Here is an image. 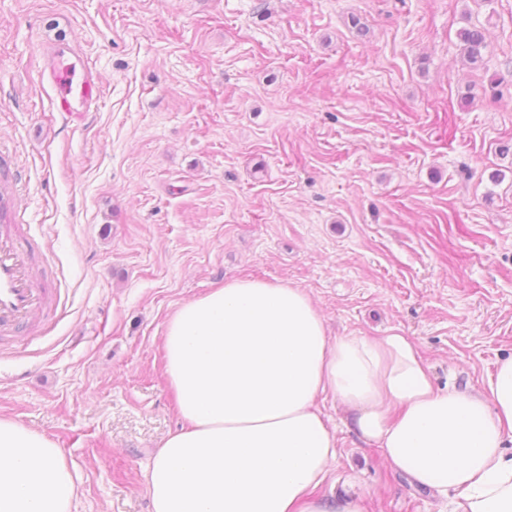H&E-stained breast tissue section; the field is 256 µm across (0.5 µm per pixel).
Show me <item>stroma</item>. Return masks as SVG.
Returning <instances> with one entry per match:
<instances>
[{
    "label": "stroma",
    "instance_id": "1",
    "mask_svg": "<svg viewBox=\"0 0 512 512\" xmlns=\"http://www.w3.org/2000/svg\"><path fill=\"white\" fill-rule=\"evenodd\" d=\"M61 39L89 111L45 72ZM0 195L57 295L0 336V417L63 448L72 512H149L180 424L167 320L227 280L302 288L332 335L405 334L479 389L512 354V0H0ZM325 412L367 512H450ZM461 43V54L466 64L473 70L485 69V51L487 44L485 35L480 28H463L458 32ZM72 51L73 49L69 42H58L49 45L47 47L48 74L58 90L63 110L65 112H86L90 109L95 99L94 90L96 89L97 80L92 71L89 69L85 70L80 84L74 90L73 77L75 72L68 76L70 78L69 82L62 83V76L54 65L56 58L62 57L66 52L72 53Z\"/></svg>",
    "mask_w": 512,
    "mask_h": 512
}]
</instances>
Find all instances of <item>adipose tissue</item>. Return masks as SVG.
I'll use <instances>...</instances> for the list:
<instances>
[{"instance_id":"obj_1","label":"adipose tissue","mask_w":512,"mask_h":512,"mask_svg":"<svg viewBox=\"0 0 512 512\" xmlns=\"http://www.w3.org/2000/svg\"><path fill=\"white\" fill-rule=\"evenodd\" d=\"M162 347L182 427L146 469L151 512H365L322 491L340 446L330 399L451 512H512V355L479 390L442 389L410 337L328 336L304 289L251 278L181 304ZM77 490L51 438L0 417V512H71Z\"/></svg>"}]
</instances>
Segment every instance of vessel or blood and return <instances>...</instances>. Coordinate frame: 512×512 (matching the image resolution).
Here are the masks:
<instances>
[{
    "instance_id": "1",
    "label": "vessel or blood",
    "mask_w": 512,
    "mask_h": 512,
    "mask_svg": "<svg viewBox=\"0 0 512 512\" xmlns=\"http://www.w3.org/2000/svg\"><path fill=\"white\" fill-rule=\"evenodd\" d=\"M48 74L58 90L64 111L90 109L97 84L92 71H85L76 86L63 82L53 65ZM47 309V291L34 283L27 253L20 248L11 231L0 228V334H14L39 325Z\"/></svg>"
}]
</instances>
